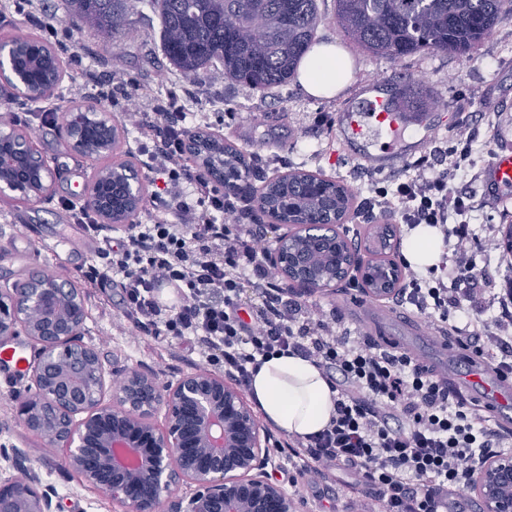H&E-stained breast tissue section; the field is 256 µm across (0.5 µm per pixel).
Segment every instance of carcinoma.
<instances>
[{
	"instance_id": "1",
	"label": "carcinoma",
	"mask_w": 512,
	"mask_h": 512,
	"mask_svg": "<svg viewBox=\"0 0 512 512\" xmlns=\"http://www.w3.org/2000/svg\"><path fill=\"white\" fill-rule=\"evenodd\" d=\"M68 16L94 28L109 43L126 28L134 0H66ZM170 63L194 81L214 62L224 76L263 91L294 77L321 22L316 0H152ZM512 19V0H336V26L361 51L391 60L429 51L467 56L498 23ZM212 169L226 183L244 179L249 166L230 147ZM323 196L297 179L273 178L257 197L258 208L324 213L338 196L351 208L347 188L322 180Z\"/></svg>"
}]
</instances>
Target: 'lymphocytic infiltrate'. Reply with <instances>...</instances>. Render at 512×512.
<instances>
[{
  "instance_id": "1",
  "label": "lymphocytic infiltrate",
  "mask_w": 512,
  "mask_h": 512,
  "mask_svg": "<svg viewBox=\"0 0 512 512\" xmlns=\"http://www.w3.org/2000/svg\"><path fill=\"white\" fill-rule=\"evenodd\" d=\"M163 186L152 199L148 223L133 225L104 252L93 282H117L123 317L139 331L190 342L202 369L221 371L248 386L262 361L288 352L312 360L332 381L335 413L319 434L277 440L293 475L316 483L344 466L377 487L382 512H438L441 493L470 489L480 466L504 441L435 371L407 353L391 352L347 336L334 316L289 297L271 272L259 229L244 223L230 194L188 163L193 126L183 112L153 118L129 115ZM473 137L459 128L441 149L447 162L431 173L428 159L392 185L373 182L371 208L398 216L405 226L439 228L449 253L438 268L409 270L402 305L437 328L456 331L457 312L487 279L470 258V196L455 180L470 163ZM177 222H169V214ZM463 284V293L452 292ZM486 320L469 315L464 328L480 339L477 357L512 376V292Z\"/></svg>"
}]
</instances>
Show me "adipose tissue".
<instances>
[{
  "label": "adipose tissue",
  "mask_w": 512,
  "mask_h": 512,
  "mask_svg": "<svg viewBox=\"0 0 512 512\" xmlns=\"http://www.w3.org/2000/svg\"><path fill=\"white\" fill-rule=\"evenodd\" d=\"M352 79L346 56L332 44L315 46L302 60L298 80L314 97H332ZM444 242L437 228L415 227L402 252L413 267L439 263ZM248 394L267 424L291 438H305L327 427L334 413L331 384L315 364L298 355L274 356L253 374Z\"/></svg>",
  "instance_id": "ef3b65f1"
}]
</instances>
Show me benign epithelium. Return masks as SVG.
Here are the masks:
<instances>
[{"mask_svg": "<svg viewBox=\"0 0 512 512\" xmlns=\"http://www.w3.org/2000/svg\"><path fill=\"white\" fill-rule=\"evenodd\" d=\"M31 73L16 71L0 51L1 81L12 80L25 98L54 94L58 82L44 76L31 92ZM61 135L87 157L110 159L93 170L83 191L97 227L130 229L144 189L129 164L112 160L118 122L82 106ZM60 178L29 135L11 126L0 130V195L38 202ZM283 228L270 262L286 287L323 290L337 282L340 268L375 300L401 289L396 261L364 259L342 235L312 241L309 217ZM87 315V296L66 278L37 273L0 289V345L21 334L39 345L16 414L43 443L66 450V466L83 484L107 494L119 512H297L295 496L265 473L270 436L239 383L200 369L165 380L137 366L112 369L122 378L109 387L99 353L83 340ZM0 460V512H60L56 493L37 474L16 476L28 470L24 449L1 448ZM473 489L485 512H512V457L489 459Z\"/></svg>", "mask_w": 512, "mask_h": 512, "instance_id": "benign-epithelium-1", "label": "benign epithelium"}]
</instances>
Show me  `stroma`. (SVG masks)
<instances>
[{
    "label": "stroma",
    "mask_w": 512,
    "mask_h": 512,
    "mask_svg": "<svg viewBox=\"0 0 512 512\" xmlns=\"http://www.w3.org/2000/svg\"><path fill=\"white\" fill-rule=\"evenodd\" d=\"M322 17L314 40L341 47L353 65V78L346 88L330 98H314L296 81L257 91L225 77L220 67H211L194 83L186 82L170 64L163 50L162 28L150 0H140L125 32L113 42L103 43L84 24L67 15L65 0H41L46 16L58 20L49 45L62 64L60 84L52 97L58 120L42 124L24 119L20 128L27 132L38 151L51 166L62 172L49 197L26 203L12 196H0V279L16 281L30 273L66 274L89 298L84 340L94 346L104 365L145 366L173 379L196 369L199 357L180 340L153 338L139 332L122 316L120 289L96 288L88 272L100 266V252L115 240L112 232L91 230L72 223L69 205H81L82 188L97 160L75 152L58 133L60 121L76 107L96 102L97 87L106 77L126 83L129 97H115L105 103L106 111L123 125L124 135L116 158L132 164L145 192H152L153 175L148 158L140 149L137 131L128 125L130 112H148L162 105L189 115L204 114L200 130L224 139L243 151L251 168L250 186L262 188L265 181L290 172H305L338 180L353 194V219L346 222V235L358 246H365L375 224H395L398 239L409 233L396 225L394 216L371 215L366 210L373 181L392 184L412 175V164L444 146L460 123H467L475 136L470 165L460 185L472 199L470 222L478 237L500 240L512 223V206L504 207L500 197L487 188L483 172L493 153L512 148V20L498 24L471 55L458 57L444 52L420 53L393 61L370 57L358 49L336 27L335 0H316ZM419 81L424 94L438 103L427 125L399 130L395 138L400 154L391 164L374 167L365 159L358 142L345 140L340 114L356 106L371 84L388 92H398L404 79ZM36 226L41 238H54L57 231L71 232L77 246L85 247L82 261L62 271L66 260L61 250L38 249L36 256L19 258L6 245V238L25 233ZM472 254L485 265L488 278L472 311L488 318L498 312L494 301L500 288L512 281V259L501 250ZM297 300L321 307L335 315L342 329L352 336L381 344L392 336V328L363 329L358 320L359 303L367 302L360 283L344 280L336 287L315 293L300 292ZM29 372L0 373V446H17L27 452L30 465L60 498L63 512H114L111 498L84 486L64 462V451L50 448L28 433L15 413V393L24 392ZM282 458H273L267 471L280 484L290 485L298 500V512H351L354 504L378 507V491L360 483L344 468L327 471L317 486L289 484L284 477Z\"/></svg>",
    "instance_id": "1"
}]
</instances>
